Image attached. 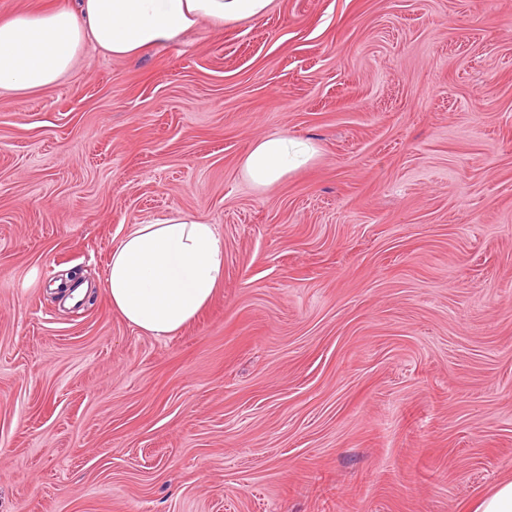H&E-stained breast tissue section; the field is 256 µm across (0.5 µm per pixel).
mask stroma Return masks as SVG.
I'll return each mask as SVG.
<instances>
[{"label":"stroma","mask_w":512,"mask_h":512,"mask_svg":"<svg viewBox=\"0 0 512 512\" xmlns=\"http://www.w3.org/2000/svg\"><path fill=\"white\" fill-rule=\"evenodd\" d=\"M278 132L318 154L255 190ZM175 210L224 282L157 339L104 273ZM508 480L512 0H273L0 90V512H461Z\"/></svg>","instance_id":"obj_1"}]
</instances>
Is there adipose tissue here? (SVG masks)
<instances>
[{"mask_svg": "<svg viewBox=\"0 0 512 512\" xmlns=\"http://www.w3.org/2000/svg\"><path fill=\"white\" fill-rule=\"evenodd\" d=\"M272 0H79L77 9L21 11L0 20V89L22 97L55 85L94 46L129 58L177 41L201 22L221 27L259 18ZM311 142L271 133L240 161L245 179L264 190L307 166ZM224 280V240L213 225L174 211L135 224L113 247L104 286L113 310L155 338L191 323Z\"/></svg>", "mask_w": 512, "mask_h": 512, "instance_id": "adipose-tissue-1", "label": "adipose tissue"}]
</instances>
